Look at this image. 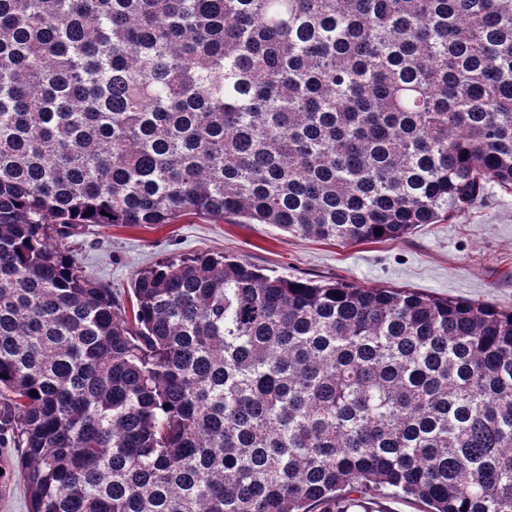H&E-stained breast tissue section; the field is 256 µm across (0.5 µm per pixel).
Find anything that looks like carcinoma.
I'll use <instances>...</instances> for the list:
<instances>
[{"label":"carcinoma","instance_id":"obj_1","mask_svg":"<svg viewBox=\"0 0 512 512\" xmlns=\"http://www.w3.org/2000/svg\"><path fill=\"white\" fill-rule=\"evenodd\" d=\"M489 182L512 0H0V497L512 512V311L212 255L129 310L68 244L184 214L396 240Z\"/></svg>","mask_w":512,"mask_h":512}]
</instances>
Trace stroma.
Wrapping results in <instances>:
<instances>
[{
  "label": "stroma",
  "mask_w": 512,
  "mask_h": 512,
  "mask_svg": "<svg viewBox=\"0 0 512 512\" xmlns=\"http://www.w3.org/2000/svg\"><path fill=\"white\" fill-rule=\"evenodd\" d=\"M71 242L84 272L125 298L140 270L168 259L224 254L269 275L410 288L512 310V191L493 183L451 220L420 225L398 240L342 247L270 224L188 214L170 224H90Z\"/></svg>",
  "instance_id": "35a3bbf8"
}]
</instances>
